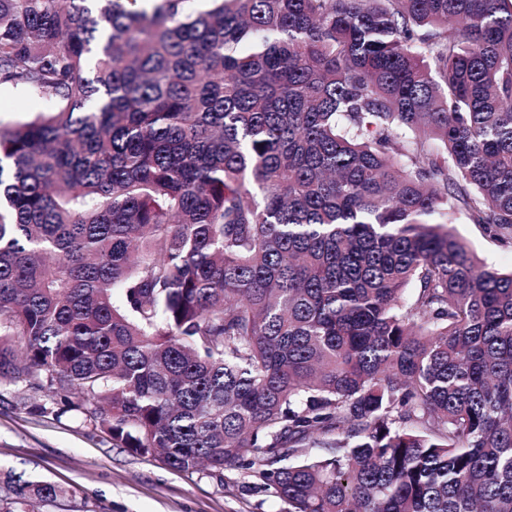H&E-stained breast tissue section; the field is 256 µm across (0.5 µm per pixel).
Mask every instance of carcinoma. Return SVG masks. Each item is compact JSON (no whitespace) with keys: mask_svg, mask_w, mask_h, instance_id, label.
Masks as SVG:
<instances>
[{"mask_svg":"<svg viewBox=\"0 0 512 512\" xmlns=\"http://www.w3.org/2000/svg\"><path fill=\"white\" fill-rule=\"evenodd\" d=\"M144 2L0 0L52 103L0 128V386L282 512H512V271L450 227L512 243V0ZM450 225L489 267L502 272L512 270V244H502L490 238L481 225L472 224L460 212L455 214V224Z\"/></svg>","mask_w":512,"mask_h":512,"instance_id":"cac0c4a2","label":"carcinoma"}]
</instances>
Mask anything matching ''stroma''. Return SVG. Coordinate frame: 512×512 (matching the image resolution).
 I'll use <instances>...</instances> for the list:
<instances>
[{
  "mask_svg": "<svg viewBox=\"0 0 512 512\" xmlns=\"http://www.w3.org/2000/svg\"><path fill=\"white\" fill-rule=\"evenodd\" d=\"M50 108L47 101L27 100L0 86L2 126ZM454 230L489 267L512 270V244L490 238L460 212ZM45 400L43 392L22 385L0 387V473L23 471L67 491L38 512H281L273 491L246 471L228 470L220 479L205 471H173L161 459L113 447L81 411L36 412Z\"/></svg>",
  "mask_w": 512,
  "mask_h": 512,
  "instance_id": "35a3bbf8",
  "label": "stroma"
}]
</instances>
